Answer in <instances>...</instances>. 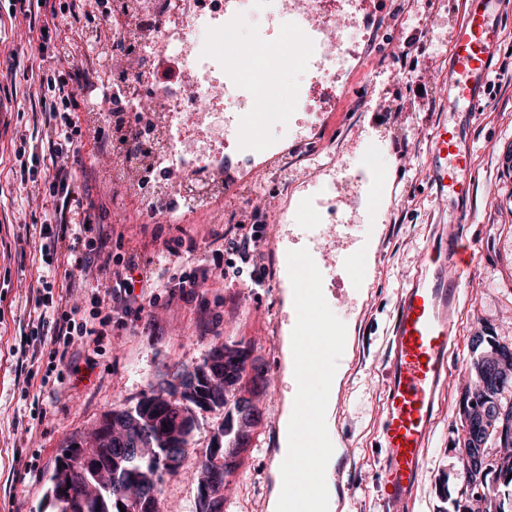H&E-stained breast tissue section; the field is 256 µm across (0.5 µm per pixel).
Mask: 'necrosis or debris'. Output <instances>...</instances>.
<instances>
[{
	"mask_svg": "<svg viewBox=\"0 0 512 512\" xmlns=\"http://www.w3.org/2000/svg\"><path fill=\"white\" fill-rule=\"evenodd\" d=\"M257 3L281 15L280 57L299 34L327 76L344 67L348 57L329 18L305 28L289 18L286 0H112V109L94 110L93 119L112 124L107 174L146 222L180 224L198 210L221 211L224 150L190 138L178 117L188 112L220 130L225 113L247 98L244 65L225 66L211 44L238 30L242 8ZM162 62L178 64L176 86L159 82Z\"/></svg>",
	"mask_w": 512,
	"mask_h": 512,
	"instance_id": "obj_1",
	"label": "necrosis or debris"
}]
</instances>
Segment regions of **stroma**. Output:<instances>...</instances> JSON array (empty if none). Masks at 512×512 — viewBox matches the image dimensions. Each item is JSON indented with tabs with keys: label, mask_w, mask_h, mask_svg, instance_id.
<instances>
[{
	"label": "stroma",
	"mask_w": 512,
	"mask_h": 512,
	"mask_svg": "<svg viewBox=\"0 0 512 512\" xmlns=\"http://www.w3.org/2000/svg\"><path fill=\"white\" fill-rule=\"evenodd\" d=\"M467 6L468 0H327L348 64L328 80L311 55L286 61L271 55L270 64L284 73V87L298 91L300 106L252 130L260 172L237 167L243 142L225 140L232 186L224 194L223 216L195 212L182 225L194 248L181 251L180 261L193 266L211 261L213 232L226 223L251 224L254 208H261L264 286L251 287L245 274L231 283L212 282L203 303L179 301L156 309L153 324L113 328L101 352L80 346L77 366L94 360L87 378L66 374L51 393L31 385L46 413L40 422L33 421L34 407L23 398L13 368L20 345L16 322L30 310L20 278L41 264L38 245H25L23 269L0 276V309L15 318L0 334V512H58L48 491L61 450L97 425L104 412L132 405L170 369L194 368L211 347L224 343L249 348L266 369V387L254 399L261 420L237 468L224 479V510L266 512L272 490L267 453L279 445L286 389L282 337L296 327L285 311V292L294 286L285 260L302 255L315 264L313 298L349 338L351 364L342 372L334 410L333 436L347 459L337 512H385L376 446L395 306L456 206L475 217V274L459 305L458 343L413 510L449 512L448 497L460 489L459 406L470 338L486 328L512 340V321L503 318L512 312V0H503L497 16L499 42L474 111L452 114L450 41ZM8 7L0 0V44L19 47L21 54L13 69L0 66V89L17 88L19 97L0 104V114H8L11 129L30 133L41 125L25 96L26 75L54 67L110 83L100 51L111 44L112 27L85 16L59 19L57 38L70 52L59 61L41 52L38 25L7 22ZM450 118L466 129L474 158L470 193L455 206L441 202L429 182L432 133ZM272 142L287 143V154L270 156ZM306 149L320 155L318 165L299 163ZM108 164V157L99 158V176L83 198L94 216L114 226L117 235L108 248L117 254L135 247L142 259L162 260L163 241L144 232L133 203L105 178ZM31 191L14 179L11 161L0 162V210L14 212L22 224L41 222V209L26 202ZM198 418L181 468L163 485L161 512L193 510L197 465L224 413L203 410Z\"/></svg>",
	"instance_id": "35a3bbf8"
}]
</instances>
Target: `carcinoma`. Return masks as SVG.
I'll use <instances>...</instances> for the list:
<instances>
[{"instance_id": "obj_1", "label": "carcinoma", "mask_w": 512, "mask_h": 512, "mask_svg": "<svg viewBox=\"0 0 512 512\" xmlns=\"http://www.w3.org/2000/svg\"><path fill=\"white\" fill-rule=\"evenodd\" d=\"M222 349L216 363L209 364L214 346L202 364L177 370L132 406L104 413L90 440L63 449L51 476L53 499L71 504L72 512H159L164 476L178 471L167 459L173 453L184 459L199 411L226 407L247 375L253 392L264 388L265 368L249 350L226 344ZM466 370L474 387L465 392L460 418L472 421L478 432L485 512H512V341L482 334V341L471 345ZM258 421L233 407L226 412L219 442L203 451L195 512H224V477L238 466V454L250 444ZM490 445L497 451L488 452ZM458 463L462 487L453 512H472L465 452H459Z\"/></svg>"}]
</instances>
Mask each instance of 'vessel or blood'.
I'll return each mask as SVG.
<instances>
[{
	"mask_svg": "<svg viewBox=\"0 0 512 512\" xmlns=\"http://www.w3.org/2000/svg\"><path fill=\"white\" fill-rule=\"evenodd\" d=\"M502 0H476L467 8L451 38L453 65L448 87L454 102L475 106L486 82L491 58L499 41L495 12ZM430 181L439 198L466 197L470 190L473 156L459 126L440 123L432 134ZM473 219L454 210L448 226L440 228L420 270L400 295L387 355L383 417L380 428L382 454L378 484L390 512H405L415 500L424 468L434 420L442 405V392L451 371L450 353L457 344L455 319L461 289L470 278V265L449 273L461 247H475L468 230ZM309 306H298L304 329L294 338L296 385L308 391L323 375L321 360L310 345ZM318 408L299 400L295 411L296 440L316 445Z\"/></svg>",
	"mask_w": 512,
	"mask_h": 512,
	"instance_id": "b4317fda",
	"label": "vessel or blood"
}]
</instances>
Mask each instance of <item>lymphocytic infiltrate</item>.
<instances>
[{
	"label": "lymphocytic infiltrate",
	"mask_w": 512,
	"mask_h": 512,
	"mask_svg": "<svg viewBox=\"0 0 512 512\" xmlns=\"http://www.w3.org/2000/svg\"><path fill=\"white\" fill-rule=\"evenodd\" d=\"M78 0H10V21H41L43 27L55 24L59 15L75 14ZM35 96L44 108L41 123L44 138L12 133L0 140V152L12 156L21 182H34L36 196L53 201L45 212L39 229V250L45 265L29 290L35 295L36 318L20 324L22 343L31 347L33 356L47 357L50 365L64 363L70 350L87 342L101 343L113 326L148 320L158 304L172 305L201 299L208 281L225 277L218 264L195 266H162L152 268L140 261L137 250L119 255L106 252L105 244L112 235L108 224L94 223L83 207L80 187L70 174L67 162L79 154H87L90 163L110 154L112 138L103 130H84L68 106L77 91L94 92L95 84L80 75L43 73L37 77ZM226 252L235 255L251 268L253 287H263L266 268L257 251L255 232L243 225L230 224L215 233ZM63 269L65 288H90L102 278H109L103 295L94 296L89 311L79 304H62L54 294L55 271Z\"/></svg>",
	"instance_id": "obj_1"
}]
</instances>
